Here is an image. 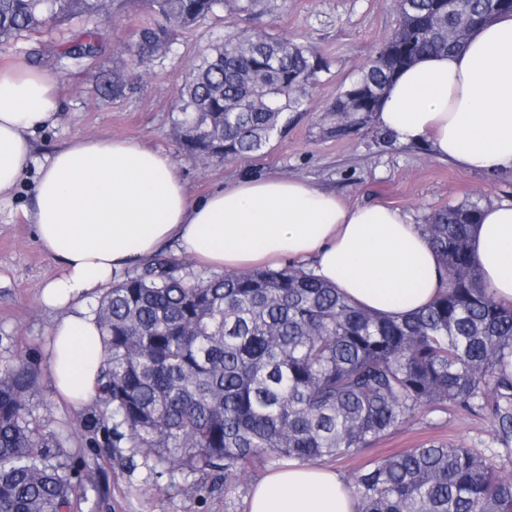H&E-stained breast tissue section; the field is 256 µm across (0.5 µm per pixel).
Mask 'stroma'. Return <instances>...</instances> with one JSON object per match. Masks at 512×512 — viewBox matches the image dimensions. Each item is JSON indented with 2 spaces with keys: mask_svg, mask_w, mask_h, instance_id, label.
I'll use <instances>...</instances> for the list:
<instances>
[{
  "mask_svg": "<svg viewBox=\"0 0 512 512\" xmlns=\"http://www.w3.org/2000/svg\"><path fill=\"white\" fill-rule=\"evenodd\" d=\"M143 0L98 21L103 53L83 67L42 64L60 102L56 122L32 136L38 156L51 154L80 137L135 138L165 151L192 198L247 178L281 176L303 180L358 205L382 203L407 214L412 223L449 204L486 206L512 200V178L460 170L425 144L402 145L359 113L347 132L337 129L332 107L360 75V68L386 44L398 26L391 0H259L249 11H224L180 33L170 54L139 68L135 93L105 99L96 91L101 72L125 57L137 29L150 22ZM263 31L309 47L324 61L305 110L262 154L204 161L179 150L171 135L177 92L191 64L225 33ZM35 204L31 180L0 203V365L25 355L42 366V404L36 416L66 439L63 459L79 479L93 483L70 512H245V500L264 473L256 468L228 487L220 471L199 472L169 490L170 476L143 464L115 458L111 449L86 446L77 435V410L55 400L45 346L56 311L44 309L39 291L62 272L47 254L25 213ZM493 422L453 409H420L416 415L360 456L334 463L348 475L368 460L429 441L466 447L489 446Z\"/></svg>",
  "mask_w": 512,
  "mask_h": 512,
  "instance_id": "obj_1",
  "label": "stroma"
}]
</instances>
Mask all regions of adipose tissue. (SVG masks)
Here are the masks:
<instances>
[{"instance_id": "1", "label": "adipose tissue", "mask_w": 512, "mask_h": 512, "mask_svg": "<svg viewBox=\"0 0 512 512\" xmlns=\"http://www.w3.org/2000/svg\"><path fill=\"white\" fill-rule=\"evenodd\" d=\"M58 111L47 75L0 67V202L35 171L28 218L62 266L40 291L46 309L64 313L47 346L58 402L79 408L96 397L105 347L86 301L171 241L218 270L309 265L347 298L385 315L418 312L445 286L436 253L399 209L350 206L276 176L195 200L169 155L136 139L76 138L36 156L32 136ZM375 122L399 143H429L462 169L512 176V15L472 32L464 49L422 55L398 73ZM470 248L482 287L512 304V202L483 207ZM246 512H357V501L335 469L292 462L252 487Z\"/></svg>"}]
</instances>
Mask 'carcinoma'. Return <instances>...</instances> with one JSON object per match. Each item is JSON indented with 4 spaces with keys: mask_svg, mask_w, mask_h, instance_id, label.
<instances>
[{
    "mask_svg": "<svg viewBox=\"0 0 512 512\" xmlns=\"http://www.w3.org/2000/svg\"><path fill=\"white\" fill-rule=\"evenodd\" d=\"M129 0H0V45L41 36L74 16L103 20ZM257 0H146L158 21L129 46L130 65L167 55L177 33ZM394 0L398 27L364 69L378 88L334 111L348 128L378 110L393 77L429 52L455 51L512 0ZM102 51L95 30L51 39L44 62L77 63ZM309 48L269 33L226 34L198 57L179 90V148L222 161L263 151L301 111L322 71ZM122 97L136 89L123 65L105 80ZM476 204L439 208L420 230L448 276L426 309L381 315L342 296L312 270L187 271L156 256L113 277L93 310L106 348L95 407L78 433L173 477L224 471L236 484L256 467L358 456L419 409L486 414L500 451L428 443L368 461L347 484L357 512H512V305L480 285L470 250ZM36 363L20 355L0 367V512H65L86 494L51 449L63 439L34 416Z\"/></svg>",
    "mask_w": 512,
    "mask_h": 512,
    "instance_id": "carcinoma-1",
    "label": "carcinoma"
}]
</instances>
